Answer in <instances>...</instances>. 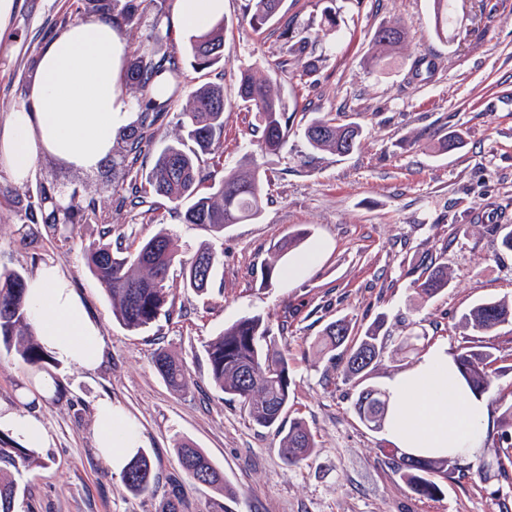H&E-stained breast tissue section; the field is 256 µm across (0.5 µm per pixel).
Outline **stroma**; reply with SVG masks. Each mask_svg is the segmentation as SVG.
Wrapping results in <instances>:
<instances>
[{"label":"stroma","mask_w":512,"mask_h":512,"mask_svg":"<svg viewBox=\"0 0 512 512\" xmlns=\"http://www.w3.org/2000/svg\"><path fill=\"white\" fill-rule=\"evenodd\" d=\"M74 0H17L0 31V125L23 101L33 63L55 34L77 21ZM137 26L121 27L129 57L175 55L180 88L159 118L156 137L140 155L141 172L157 151L179 134L178 119L198 84L223 86V170L254 150V114L237 95L241 71H267L286 40L309 29L308 50L316 71L290 63L278 91L293 110L287 145L260 156L269 202L252 224H235L216 235L181 223L152 194L130 190L110 195L103 172L81 173L43 158L25 182L79 185L98 210L111 212L112 233L124 244L152 236L159 225L173 234L184 257L203 245L221 256L207 293L183 286L171 270L166 286L174 298L170 315L135 333L112 316V302L89 272L84 252L100 238V225L77 224L46 235L25 215L26 196L0 201V270L35 275L45 263L64 273L89 315L102 327L103 360L92 371L51 363L38 369L0 354V410L28 412L47 427L51 443L31 467L0 461V476L18 487L14 512H165L172 482H179L181 512H215L224 501L215 488L183 477L175 445L186 439L223 472L235 498L230 512H512V477L490 462H460L437 499L412 494L392 473L382 431L367 428L354 412L355 383L343 367L312 353L323 327L346 316L363 328L385 316L394 336L406 326L427 343L449 350L488 346L505 366L495 380L512 394V326L473 336L460 317L473 303L512 299V252L498 245L497 228L512 224V0H454L455 24L447 38L433 27L432 0H282L278 14L260 30L245 20L247 0H224V65L201 70L185 58L186 33L171 24L170 11L154 0H131ZM333 5L336 26H322ZM401 21L408 41L399 57L376 69L367 56L375 29ZM161 39H153L154 28ZM424 59L432 73H415ZM328 116L363 129L359 149L346 156L307 155L302 130ZM459 134L462 148L437 144ZM299 228L310 236L305 250L319 255L298 278L265 285L261 268L272 244ZM448 266V288L423 301L413 281L431 265ZM285 320L282 344L292 359L290 417L305 420L316 442L308 460L288 465L273 431L255 426L244 409L214 386L205 351L208 342L242 316ZM166 350L185 365L193 383L173 391L154 358ZM55 387L40 401L24 399L43 374ZM111 396L140 428L152 458L155 482L132 494L95 444L94 406Z\"/></svg>","instance_id":"stroma-1"}]
</instances>
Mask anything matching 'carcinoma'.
<instances>
[{
	"label": "carcinoma",
	"mask_w": 512,
	"mask_h": 512,
	"mask_svg": "<svg viewBox=\"0 0 512 512\" xmlns=\"http://www.w3.org/2000/svg\"><path fill=\"white\" fill-rule=\"evenodd\" d=\"M450 0H433L434 30L439 36L448 35ZM281 0H248L249 25L258 30L279 11ZM78 11L86 17L111 22L120 20L127 26L137 24L131 4L122 0H79ZM225 20L220 19L207 30L190 35L187 52L195 65L212 68L224 62ZM407 34L403 26L393 21L383 23L372 36L367 63L376 67L384 54L404 46ZM309 37L291 41L287 58L278 61L265 75L249 71L241 73L238 96L255 112L260 132L256 153L247 155L234 169L216 179L214 172L203 166V157L220 164L224 154V89L219 85L202 84L189 94L186 109L181 112L179 126L183 135L166 145L158 154L153 167L145 174L152 194L165 199L182 223L197 224L215 234L233 224H246L261 217L267 202L265 178L257 162L260 154L280 150L291 134L290 116L281 98L274 91L277 77L288 71V60L303 62V68L313 70L317 60L306 58ZM180 66L173 55L159 58L138 57L130 62L128 82L144 92L157 80L167 83L173 94L179 88ZM167 106L165 101L152 99L139 104L136 123L119 136L112 153V175L106 188L111 193L124 189L133 164L143 146L149 144L159 116ZM306 148L312 153L329 152L344 156L358 149L362 128L356 123L338 124L325 116L308 121L303 129ZM36 208L49 210L43 225L53 229L59 224L74 225L96 220L102 225L101 240L85 251L86 264L112 302V315L130 332L149 327L173 300L165 286L171 269L180 266L183 286L195 292L206 290L217 254L207 246L199 247L185 259L170 231L162 226L149 238L140 241L130 252L122 244L112 245V213L98 212L86 202L74 187L67 198L56 197L45 185L37 192ZM310 231H292L272 245L271 260L263 268L266 285L287 271L290 259L302 255L300 248ZM451 280L448 267L437 265L425 277L413 281L415 294L428 300L443 292ZM26 271H0V350L20 358L35 367L51 363V356L35 339L27 316ZM385 323L380 316L361 334L355 333L352 320L338 318L326 324L316 338V353L334 360L345 361V374L362 384L355 402L359 420L372 429L382 427L387 408L385 393L365 384L370 373L387 356L417 349L420 336H390L382 332ZM461 325L474 334L485 335L504 325L512 324V300L489 299L472 304L461 316ZM285 324L262 315H247L224 328L207 344L206 354L210 377L218 389L231 400L240 403L248 417L258 427L271 429L279 438L278 453L290 464H298L314 455L315 440L305 421L299 417L286 420L291 399V368L288 350L282 344ZM461 376L478 395L495 390L496 375L503 368L496 366L500 357L487 350L462 347L454 356ZM155 367L172 389H188L193 380L184 366L170 355L160 352ZM501 413L497 431L488 434L487 441L496 448L498 472L507 473L512 467V399H498ZM182 471L192 479L225 489L224 475L209 457L188 441L175 448ZM393 471L400 481L420 498L436 499L442 494V483L451 474L452 459H415L397 448L386 450ZM5 456L15 466L28 467L36 458L24 447H16ZM152 465L149 454L140 450L123 472L126 489L134 494L149 490ZM17 489L13 482L0 479V512H13Z\"/></svg>",
	"instance_id": "obj_1"
}]
</instances>
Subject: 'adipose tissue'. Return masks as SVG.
Returning a JSON list of instances; mask_svg holds the SVG:
<instances>
[{"label": "adipose tissue", "mask_w": 512, "mask_h": 512, "mask_svg": "<svg viewBox=\"0 0 512 512\" xmlns=\"http://www.w3.org/2000/svg\"><path fill=\"white\" fill-rule=\"evenodd\" d=\"M224 0H174L173 23L197 33L221 19ZM127 43L111 24L79 20L54 35L33 65L28 90L0 127V170L23 183L43 157L92 172L110 155L136 108L121 90ZM27 313L44 349L61 363L91 371L103 359L101 327L57 266H43L27 286ZM386 440L417 458H477L484 447L489 400L474 394L444 342L428 346L411 367L389 377ZM97 447L122 472L141 448L137 422L110 398L95 409ZM34 452L49 435L31 413L0 412V432Z\"/></svg>", "instance_id": "obj_1"}]
</instances>
